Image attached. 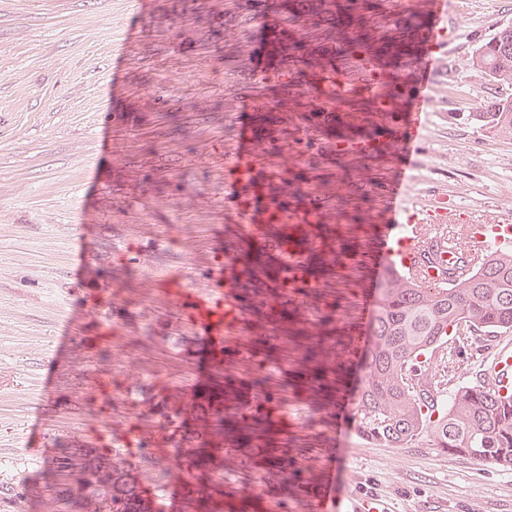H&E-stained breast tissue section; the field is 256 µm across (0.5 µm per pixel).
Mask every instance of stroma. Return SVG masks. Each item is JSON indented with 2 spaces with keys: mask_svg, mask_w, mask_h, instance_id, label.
<instances>
[{
  "mask_svg": "<svg viewBox=\"0 0 512 512\" xmlns=\"http://www.w3.org/2000/svg\"><path fill=\"white\" fill-rule=\"evenodd\" d=\"M418 10L391 19L380 0L358 14L322 0H0V512H51L49 498L24 486L62 449L106 432L107 419L146 437L180 423V390L199 372L196 339L155 283L181 274L204 291L212 262L239 250L222 174L243 105L275 137L260 161L282 173L276 200L292 210L312 196L323 235L343 224L351 242L369 238L387 159L343 154L332 136L302 138L303 119L331 109L309 92L308 73L352 62L356 18L367 21L366 52L382 33L406 42L391 67L439 58L405 204L512 216V139L475 120L495 90L471 64L480 42L512 25V0H448L446 39L432 48L418 39ZM271 16L286 32L271 60L294 76L286 95L253 68L256 29ZM75 248L92 258L77 278L68 273ZM310 262L324 286L287 298L284 335L261 310L274 278H242L233 370L210 377L194 411L221 416L224 435L202 452L178 438L205 488L180 512H311L328 455L346 495L381 499L388 512H512V466L480 465L424 438L396 448L359 436L336 402L365 375L349 350L364 332L369 272L338 257ZM99 288L120 305L89 307L86 293ZM307 310L321 313L320 326L305 323ZM105 375L115 388L106 406L88 395ZM247 401L275 403L287 433L247 415ZM100 449L166 512L170 451Z\"/></svg>",
  "mask_w": 512,
  "mask_h": 512,
  "instance_id": "35a3bbf8",
  "label": "stroma"
}]
</instances>
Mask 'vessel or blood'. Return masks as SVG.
Listing matches in <instances>:
<instances>
[{"label":"vessel or blood","instance_id":"vessel-or-blood-1","mask_svg":"<svg viewBox=\"0 0 512 512\" xmlns=\"http://www.w3.org/2000/svg\"><path fill=\"white\" fill-rule=\"evenodd\" d=\"M417 65V77L401 72L390 75L377 61L363 57L357 61L361 78H353L346 69L331 68L314 75L309 89L321 100L333 103L375 99L383 118L397 121L401 130L398 138L366 135L340 141L339 146L346 154L372 153L391 163L380 204L385 223L378 241L376 275L392 271L433 286L444 284L448 266L460 265L463 258L480 257L493 245L512 247V223L496 220L473 224L468 215L444 207L415 209L409 211L406 222H399L407 173L414 166L413 156L431 106L430 92L438 80L436 57L424 56ZM255 69L262 82L275 84L281 90H288L292 84L287 73L272 68L267 61L257 62ZM345 121L342 113L317 115L306 121L304 136L317 137L326 126L339 127ZM238 127L236 148L225 166L224 207L239 226L243 248L236 257L212 264L205 291H192L181 281L161 287L182 306L184 320L197 339L194 352L201 377L183 389L182 405L186 408L200 400L206 376L223 372L228 365L226 352L239 330L241 317L236 282L243 264L270 266L290 294L306 282L309 253L323 247L315 234V207L287 211L271 200V184L277 174L260 171L257 164L259 151L273 141L271 134L244 119ZM269 224L281 225L278 237H267L265 227ZM488 373L493 389L504 394L512 388L511 348H502L489 360ZM335 497L336 465L331 462L325 467V487L316 494L313 512H334Z\"/></svg>","mask_w":512,"mask_h":512}]
</instances>
